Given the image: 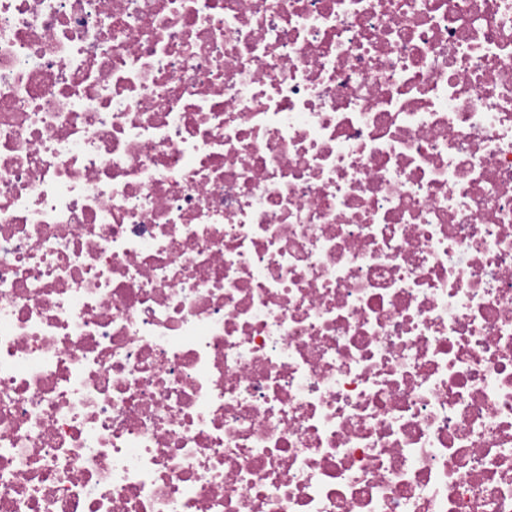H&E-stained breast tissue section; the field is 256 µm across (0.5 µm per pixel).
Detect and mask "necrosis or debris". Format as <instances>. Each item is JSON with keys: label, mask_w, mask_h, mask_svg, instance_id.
<instances>
[{"label": "necrosis or debris", "mask_w": 512, "mask_h": 512, "mask_svg": "<svg viewBox=\"0 0 512 512\" xmlns=\"http://www.w3.org/2000/svg\"><path fill=\"white\" fill-rule=\"evenodd\" d=\"M0 512H512V0H0Z\"/></svg>", "instance_id": "obj_1"}]
</instances>
